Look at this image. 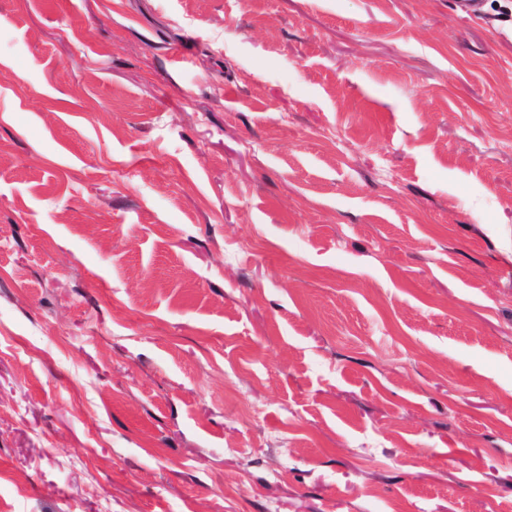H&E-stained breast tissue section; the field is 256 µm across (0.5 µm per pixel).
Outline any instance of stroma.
Masks as SVG:
<instances>
[{
	"label": "stroma",
	"instance_id": "obj_1",
	"mask_svg": "<svg viewBox=\"0 0 512 512\" xmlns=\"http://www.w3.org/2000/svg\"><path fill=\"white\" fill-rule=\"evenodd\" d=\"M0 512H512V0H0Z\"/></svg>",
	"mask_w": 512,
	"mask_h": 512
}]
</instances>
